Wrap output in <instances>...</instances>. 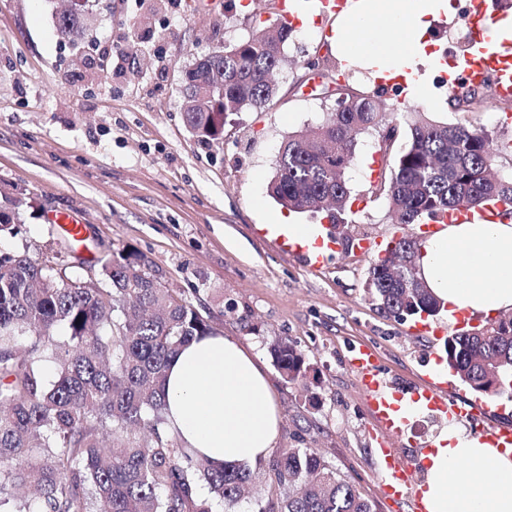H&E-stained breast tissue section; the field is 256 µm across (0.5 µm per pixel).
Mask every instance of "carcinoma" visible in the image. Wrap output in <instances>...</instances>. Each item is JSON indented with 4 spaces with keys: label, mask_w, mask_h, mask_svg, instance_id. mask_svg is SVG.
<instances>
[{
    "label": "carcinoma",
    "mask_w": 512,
    "mask_h": 512,
    "mask_svg": "<svg viewBox=\"0 0 512 512\" xmlns=\"http://www.w3.org/2000/svg\"><path fill=\"white\" fill-rule=\"evenodd\" d=\"M82 14H60L57 31L80 35ZM293 29L285 21L253 29L202 56L186 72V90L200 84L208 97L184 96L187 124L199 141L220 143L232 115L262 111L277 95L275 75L288 62ZM448 104L456 113L480 109L476 89ZM409 142L400 146L401 117ZM378 134L382 166L375 190L396 224L444 223L448 213L487 202L512 208V140L498 141L472 122L444 123L428 113L406 114L383 105L377 92L350 93L326 108L322 122L288 136L268 184L293 213L351 223L348 169L358 137ZM0 210V234L16 233L27 205ZM425 243L412 234L395 242L369 268L368 294L387 317L404 320L438 311L416 272ZM67 337H56L57 329ZM215 334L189 301L160 286L144 257L132 251L105 256L84 277L26 252L0 253V507L12 512H217L232 505L254 480L245 466L216 470L166 429L162 385L178 350ZM445 359L473 391L512 398V317L454 334ZM289 382L305 376L300 352L274 348ZM58 364L55 380L43 370ZM267 494L256 512H375L373 503L338 476L315 448H290L273 460ZM206 482L213 496L200 494Z\"/></svg>",
    "instance_id": "cac0c4a2"
}]
</instances>
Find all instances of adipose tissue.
I'll return each mask as SVG.
<instances>
[{
  "mask_svg": "<svg viewBox=\"0 0 512 512\" xmlns=\"http://www.w3.org/2000/svg\"><path fill=\"white\" fill-rule=\"evenodd\" d=\"M449 0H404L400 10L378 0H356L336 21V51L369 57L379 72L406 74L409 95H420L435 67L423 38L432 14ZM392 31L384 44L370 41L375 26ZM419 276L447 314L489 316L512 312V220L445 224L417 261ZM166 417L185 447L218 467L249 466L274 448L280 417L271 385L255 354L221 334L192 341L173 359L164 385ZM428 512H512V448H499L449 422L423 457ZM491 470L492 482L483 479Z\"/></svg>",
  "mask_w": 512,
  "mask_h": 512,
  "instance_id": "1",
  "label": "adipose tissue"
}]
</instances>
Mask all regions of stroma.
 Masks as SVG:
<instances>
[{"label": "stroma", "instance_id": "1", "mask_svg": "<svg viewBox=\"0 0 512 512\" xmlns=\"http://www.w3.org/2000/svg\"><path fill=\"white\" fill-rule=\"evenodd\" d=\"M168 2L140 8L136 0H86V31L72 44L56 31L70 0H0V209L10 210L15 197L28 202L20 233L0 235V252H57L70 275H80L51 222L66 211L86 226L81 257L139 253L161 286L264 364L281 416L272 455L318 449L376 512H407L380 493L370 421L344 358L350 347L371 344L396 378L418 381L431 355L442 354L443 335H411L415 318L383 316L369 302L373 255L344 249L311 271L256 234L284 215L267 193L281 143L323 117L320 75L337 61L324 34L336 18L321 15L320 0H293L295 13L317 17L318 25L289 41L275 104L239 114L225 125L223 143L208 146L185 122V73L214 47L277 23L278 0H182L177 13L167 12ZM451 2V11L430 19L428 38L443 57L469 49L460 14L470 0ZM138 30L155 33L164 56L142 50L118 71L89 64L92 44L125 49ZM376 140L359 137L349 176L362 204L333 231L387 242L404 228L370 192ZM287 218L313 222L306 214ZM283 341L303 355L307 373L299 381H287L275 365L273 349Z\"/></svg>", "mask_w": 512, "mask_h": 512}]
</instances>
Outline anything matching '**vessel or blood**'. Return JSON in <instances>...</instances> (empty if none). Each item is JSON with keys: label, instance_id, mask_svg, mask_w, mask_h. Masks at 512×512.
I'll return each mask as SVG.
<instances>
[{"label": "vessel or blood", "instance_id": "1", "mask_svg": "<svg viewBox=\"0 0 512 512\" xmlns=\"http://www.w3.org/2000/svg\"><path fill=\"white\" fill-rule=\"evenodd\" d=\"M503 16L479 0L470 17V50L447 61L449 90H457L461 74L473 83L492 81L501 91H512V42L498 41L496 28ZM274 241L284 253L298 255L312 269L322 267L336 252L335 237H317L313 247L299 245L280 231ZM345 366L364 396L365 410L374 431L371 445L379 459L380 491L384 498L406 503L409 512H428L419 482L424 481L420 456L404 455L409 445L407 423L411 416L426 412L436 418L462 419L469 409L448 393L446 371L429 366L420 382L404 385L390 378L378 350L362 343L351 347Z\"/></svg>", "mask_w": 512, "mask_h": 512}]
</instances>
